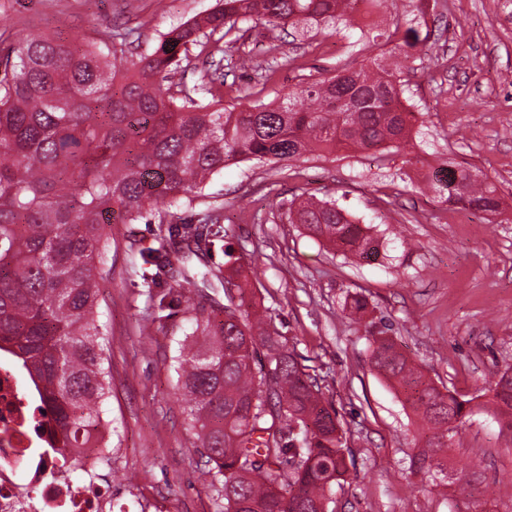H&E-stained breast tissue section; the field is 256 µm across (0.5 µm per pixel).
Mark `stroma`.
<instances>
[{
    "instance_id": "1",
    "label": "stroma",
    "mask_w": 512,
    "mask_h": 512,
    "mask_svg": "<svg viewBox=\"0 0 512 512\" xmlns=\"http://www.w3.org/2000/svg\"><path fill=\"white\" fill-rule=\"evenodd\" d=\"M216 0H0V33L62 38L112 26L142 48ZM415 27L420 42L404 79L423 123L408 151L386 159L341 151L329 159L231 163L202 197L170 208L172 223L219 206L224 241L249 262L257 302L268 307L299 363L316 375L328 408L347 432L349 477L330 512H512V435L488 405L497 372L512 367V0H387L376 17ZM351 38L322 26L286 31L261 21L225 41L224 56L246 55L261 72L228 69L225 105L267 104L284 88L334 70ZM476 166L503 199V212L464 211L426 189L418 174L444 161ZM334 200L381 241L374 261L343 257L287 220L288 202ZM158 217L111 227L108 276L101 281L105 357L112 372L106 418L116 448L103 485L126 512H215L217 493L199 441L187 426L171 356L182 315L164 331H143L152 302L140 285V248L155 246ZM368 302L365 320L345 302ZM390 326L398 348L437 385L470 400L455 439L453 469L480 473L485 490L467 495L408 469L422 427L398 389L371 366L369 322Z\"/></svg>"
}]
</instances>
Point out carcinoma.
I'll list each match as a JSON object with an SVG mask.
<instances>
[{
  "label": "carcinoma",
  "instance_id": "cac0c4a2",
  "mask_svg": "<svg viewBox=\"0 0 512 512\" xmlns=\"http://www.w3.org/2000/svg\"><path fill=\"white\" fill-rule=\"evenodd\" d=\"M384 0H221L207 16L162 34L135 58L130 33L95 30L63 40L35 33L0 54V354L10 357L50 408L49 451L87 447L103 433L112 393L98 317L106 226L116 215L135 224L150 208L201 194L230 162L325 158L340 150L401 153L418 121L405 97L400 59L419 42L395 23L385 37L390 62L348 58L333 73L288 88L277 105L228 110L221 96L196 99L169 75L200 48L205 70L223 66L221 42L248 18L272 27L331 23L364 34ZM439 198L469 211L497 212L496 186L476 168L440 169ZM221 214L208 209L197 225L168 224L159 246L142 252L147 288L175 281L160 294V322L185 314L175 372L190 427L211 465L216 512H318L348 479L346 433L323 404L316 381L288 339L253 305L241 268L224 248L227 268L205 257L224 241ZM288 222L300 224L342 254L378 255L379 242L334 202L290 201ZM232 282L236 294L210 295ZM378 331L373 369L404 390L426 428L410 468L445 486H474L476 473L448 467V451L472 414L470 401L441 390ZM263 354H258V348ZM280 368L265 382L263 361ZM501 427L512 432V372L491 387Z\"/></svg>",
  "mask_w": 512,
  "mask_h": 512
}]
</instances>
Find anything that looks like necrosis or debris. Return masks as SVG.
I'll list each match as a JSON object with an SVG mask.
<instances>
[{"mask_svg":"<svg viewBox=\"0 0 512 512\" xmlns=\"http://www.w3.org/2000/svg\"><path fill=\"white\" fill-rule=\"evenodd\" d=\"M54 421L13 362L0 358V512H112L100 451L46 450Z\"/></svg>","mask_w":512,"mask_h":512,"instance_id":"4bbe7bcc","label":"necrosis or debris"}]
</instances>
